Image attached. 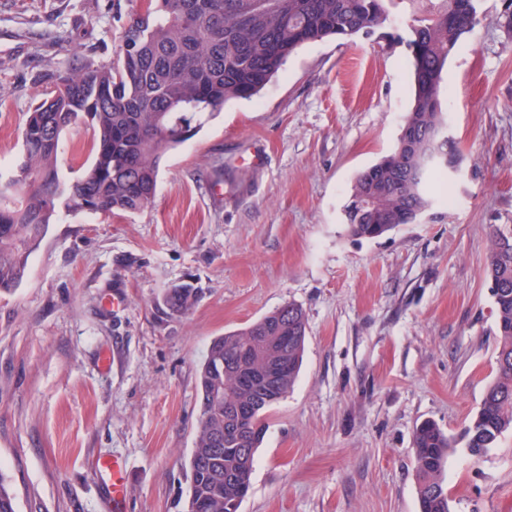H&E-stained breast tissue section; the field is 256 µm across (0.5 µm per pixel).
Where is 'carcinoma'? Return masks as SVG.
Wrapping results in <instances>:
<instances>
[{
  "instance_id": "cac0c4a2",
  "label": "carcinoma",
  "mask_w": 512,
  "mask_h": 512,
  "mask_svg": "<svg viewBox=\"0 0 512 512\" xmlns=\"http://www.w3.org/2000/svg\"><path fill=\"white\" fill-rule=\"evenodd\" d=\"M128 25L118 63L70 65L56 77L55 89L26 120L22 163L0 183V291L18 287L28 260L53 223L59 205L103 215L137 213L153 201L162 157L192 138L204 117L235 100L250 99L276 77L288 57L305 44L330 37L369 35L390 21L403 0H154ZM424 14L408 24L412 106L404 123L425 131L445 121L443 72L460 39L480 24L478 0H426ZM93 130L91 163L79 177L59 174V145L74 126ZM440 152L460 159L456 142L420 136L404 156L397 147L359 172L346 205L350 235L381 237L402 224H414L431 202L433 178L441 170L423 165ZM383 187L377 203L359 206L368 180ZM487 276L507 294L495 301L497 357L504 358L460 440L475 458L496 447L512 429V229L493 226ZM194 289L181 285L166 299L174 313H187ZM276 309L250 326L215 338L199 370V428L190 458V512H230L250 489L252 466L240 452L216 445L224 436V402L256 396L232 378L220 383L210 363L236 360L259 348L267 336L306 332L302 308L294 324H278ZM305 340L289 343L288 364L273 400L262 402L255 420L236 430L255 458L267 429L266 411L290 389L299 374ZM419 512H451L445 466L456 441L435 422L418 425L412 441Z\"/></svg>"
}]
</instances>
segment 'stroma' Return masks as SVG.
Segmentation results:
<instances>
[{
	"mask_svg": "<svg viewBox=\"0 0 512 512\" xmlns=\"http://www.w3.org/2000/svg\"><path fill=\"white\" fill-rule=\"evenodd\" d=\"M140 3L0 0V176L52 73L113 61ZM420 9L404 0L372 36L296 50L164 155L147 209L59 210L0 293V481L15 512H112L93 473L112 456L125 512H185L210 343L291 302L303 363L267 411L239 512H419L416 424L459 435L496 371L485 266L492 225H512V0H479L443 75L463 156L450 201L354 237L352 181L394 150L411 106L399 38ZM91 137L63 134L62 175L90 163ZM181 284L196 303L169 313ZM445 483L452 512H512V431L478 460L457 446Z\"/></svg>",
	"mask_w": 512,
	"mask_h": 512,
	"instance_id": "obj_1",
	"label": "stroma"
}]
</instances>
